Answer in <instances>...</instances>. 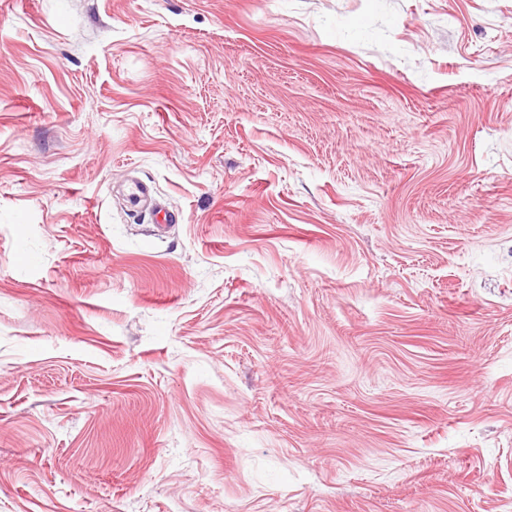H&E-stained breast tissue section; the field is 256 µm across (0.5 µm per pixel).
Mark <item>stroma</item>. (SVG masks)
Listing matches in <instances>:
<instances>
[{
	"label": "stroma",
	"instance_id": "obj_1",
	"mask_svg": "<svg viewBox=\"0 0 512 512\" xmlns=\"http://www.w3.org/2000/svg\"><path fill=\"white\" fill-rule=\"evenodd\" d=\"M0 512H512V0H0Z\"/></svg>",
	"mask_w": 512,
	"mask_h": 512
}]
</instances>
